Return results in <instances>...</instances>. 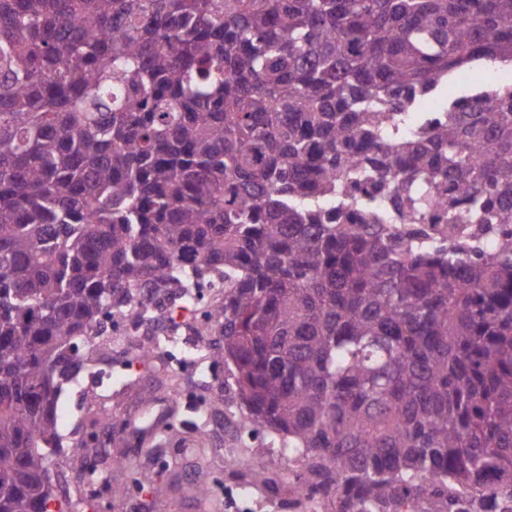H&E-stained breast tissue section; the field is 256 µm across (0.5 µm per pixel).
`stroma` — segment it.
<instances>
[{
	"instance_id": "35a3bbf8",
	"label": "stroma",
	"mask_w": 512,
	"mask_h": 512,
	"mask_svg": "<svg viewBox=\"0 0 512 512\" xmlns=\"http://www.w3.org/2000/svg\"><path fill=\"white\" fill-rule=\"evenodd\" d=\"M487 82L512 85V64L483 61L458 70L422 108L436 111L444 100ZM223 345L220 335L200 341L197 353L166 372L151 365L124 370V358L113 353L108 362L118 377L111 386L83 376L66 387L59 407L69 425L60 431L63 450L55 459L61 483L78 473L74 450L85 442L112 482L95 493L93 512H227L226 498L239 485L236 469L268 450L270 438L259 432L244 441L225 425L226 414L243 421L249 412L235 390L233 366L207 357ZM191 399L204 403L207 415L190 410ZM117 456L125 461L119 469L112 465ZM201 473L210 486L204 496L197 491ZM158 485L164 495L153 494ZM241 512H303V505L283 476L273 486H252Z\"/></svg>"
}]
</instances>
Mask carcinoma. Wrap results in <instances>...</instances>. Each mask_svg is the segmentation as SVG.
<instances>
[{"label": "carcinoma", "mask_w": 512, "mask_h": 512, "mask_svg": "<svg viewBox=\"0 0 512 512\" xmlns=\"http://www.w3.org/2000/svg\"><path fill=\"white\" fill-rule=\"evenodd\" d=\"M477 61L512 0H0V512L93 326L214 280L329 512H512V86L417 111Z\"/></svg>", "instance_id": "cac0c4a2"}]
</instances>
